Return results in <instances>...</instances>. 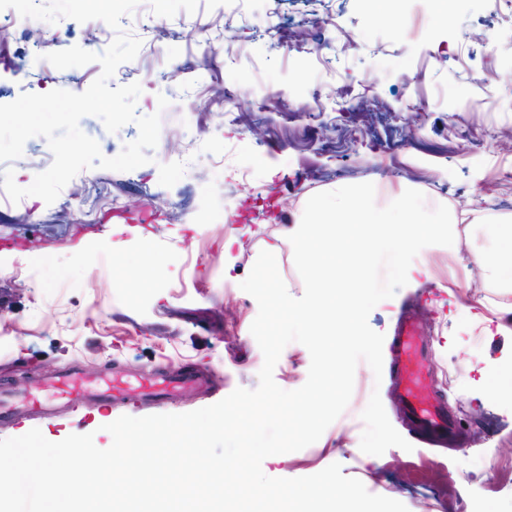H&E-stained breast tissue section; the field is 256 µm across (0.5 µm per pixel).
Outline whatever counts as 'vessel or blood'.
I'll use <instances>...</instances> for the list:
<instances>
[{"mask_svg":"<svg viewBox=\"0 0 512 512\" xmlns=\"http://www.w3.org/2000/svg\"><path fill=\"white\" fill-rule=\"evenodd\" d=\"M394 361L398 375V389L410 422L437 438L447 437L456 429L455 419L448 408L431 389L428 380L427 343L417 330L416 321L407 316L399 324L394 345ZM51 387L52 403L76 406L91 398L106 407L127 404L134 400L148 401L168 397L186 389L210 390L211 384L199 372L184 370L160 372L154 376L137 377L123 372L98 379L86 378L81 372H62L51 383L37 380L33 389Z\"/></svg>","mask_w":512,"mask_h":512,"instance_id":"obj_1","label":"vessel or blood"}]
</instances>
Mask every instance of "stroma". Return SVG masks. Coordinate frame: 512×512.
I'll list each match as a JSON object with an SVG mask.
<instances>
[{
  "mask_svg": "<svg viewBox=\"0 0 512 512\" xmlns=\"http://www.w3.org/2000/svg\"><path fill=\"white\" fill-rule=\"evenodd\" d=\"M141 47L111 86L140 83L136 111L160 113L152 161L129 172L80 171L52 204L0 200V383L25 396L34 380L70 368L93 377L120 368L203 371L211 394L184 392L110 411L87 402L38 422H0V440L40 429L52 442L93 434L123 415L179 414L236 388L255 389L263 354L250 332L256 300L240 284L259 253L279 247L292 297L304 284L289 235L314 194L370 182L377 206L400 184L457 219L454 248L415 257L428 276L370 313L384 336L383 371L355 370L344 412L314 444L273 455L267 476L297 478L340 463L373 494L408 512H512V272L498 278L472 262L512 225V0H453L439 18L432 0H141L121 20ZM97 54L96 21L48 23L0 11V104L24 93L87 90L99 64L56 69L45 56L72 46ZM169 104L159 108L158 96ZM81 130L116 156L136 124L108 132L95 116ZM35 136L12 164L15 182L47 170ZM232 248H225V241ZM414 311L428 344L437 397L461 436L427 445L394 388L399 316ZM305 346L288 344L274 369L283 389L308 375ZM379 392L412 451L373 456L359 448L361 414Z\"/></svg>",
  "mask_w": 512,
  "mask_h": 512,
  "instance_id": "1",
  "label": "stroma"
}]
</instances>
